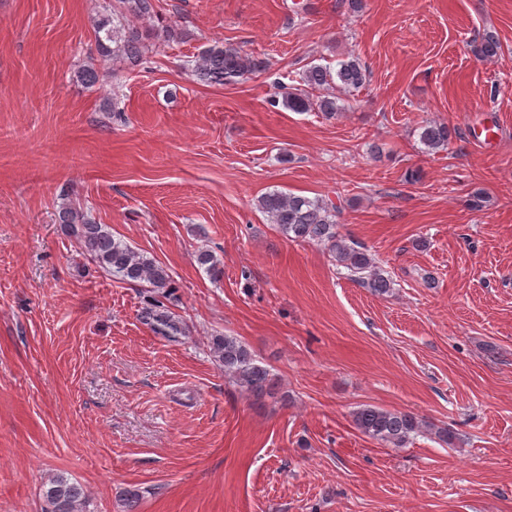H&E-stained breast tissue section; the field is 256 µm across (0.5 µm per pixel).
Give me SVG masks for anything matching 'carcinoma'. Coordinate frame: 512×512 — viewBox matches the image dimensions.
I'll list each match as a JSON object with an SVG mask.
<instances>
[{
  "label": "carcinoma",
  "mask_w": 512,
  "mask_h": 512,
  "mask_svg": "<svg viewBox=\"0 0 512 512\" xmlns=\"http://www.w3.org/2000/svg\"><path fill=\"white\" fill-rule=\"evenodd\" d=\"M120 2L125 5L126 13L102 14L95 20L100 32L97 37L99 54L119 59L134 68L141 65L146 41L155 32L139 28L132 19L152 15L154 4L153 0ZM267 69L264 59L218 41L196 56L189 73L201 83L238 85ZM366 78L365 66L356 59L341 62L334 71L314 64L304 73L308 91L291 92L281 84L270 104H281L292 112L316 111L332 117L342 110L341 95L362 86ZM450 137L445 123L426 121L419 127L420 142L431 151L446 148ZM257 207L287 239L324 245L336 264L372 293L385 295L392 290L393 281L368 250L337 231L335 206L318 198L272 191L257 200ZM57 221L66 234L76 239L81 253L103 272L123 283L145 288L141 318L155 335L168 341L186 335L185 322L167 304L172 281L167 267L115 238L105 225L96 223L69 200L60 206ZM197 262L213 279L222 274L220 261L208 249L199 251ZM209 353L225 375L255 398L264 396L272 386L270 371L256 363L250 349L237 337L224 334L210 337ZM353 421L363 435L394 448H403L415 435L431 430V426L411 413L372 405L359 408ZM40 496L45 504L44 512H90L87 490L63 473L45 481Z\"/></svg>",
  "instance_id": "cac0c4a2"
}]
</instances>
